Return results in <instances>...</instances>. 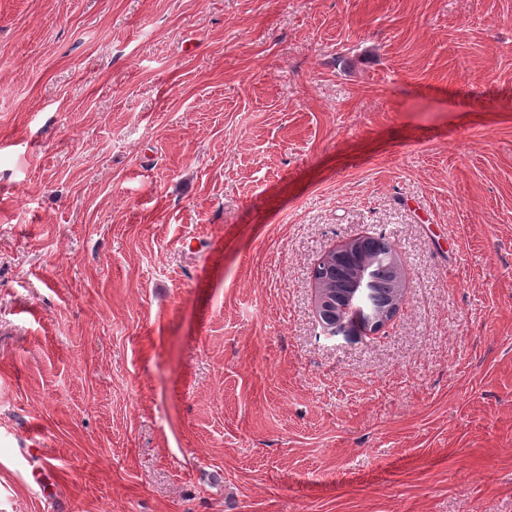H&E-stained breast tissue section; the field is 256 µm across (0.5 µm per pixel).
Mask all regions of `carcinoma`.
<instances>
[{
    "label": "carcinoma",
    "mask_w": 512,
    "mask_h": 512,
    "mask_svg": "<svg viewBox=\"0 0 512 512\" xmlns=\"http://www.w3.org/2000/svg\"><path fill=\"white\" fill-rule=\"evenodd\" d=\"M364 261L374 263L372 305L379 306L387 302L397 294V283L387 266L386 257L378 255V251L369 243L363 245L359 252L335 260L326 269L321 286L334 293L336 298H343L351 284L352 270Z\"/></svg>",
    "instance_id": "carcinoma-1"
}]
</instances>
